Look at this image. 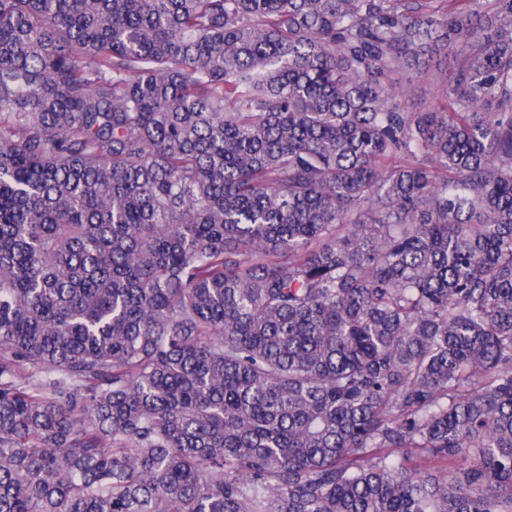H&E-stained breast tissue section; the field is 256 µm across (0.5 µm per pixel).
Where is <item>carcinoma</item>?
Instances as JSON below:
<instances>
[{"label": "carcinoma", "instance_id": "cac0c4a2", "mask_svg": "<svg viewBox=\"0 0 512 512\" xmlns=\"http://www.w3.org/2000/svg\"><path fill=\"white\" fill-rule=\"evenodd\" d=\"M0 512H512V0H0ZM458 59L454 55L448 57L441 54L434 56L430 62L429 75L414 82L402 99V103L410 112H425L434 107L444 96L446 85L441 76L453 68H457Z\"/></svg>", "mask_w": 512, "mask_h": 512}]
</instances>
